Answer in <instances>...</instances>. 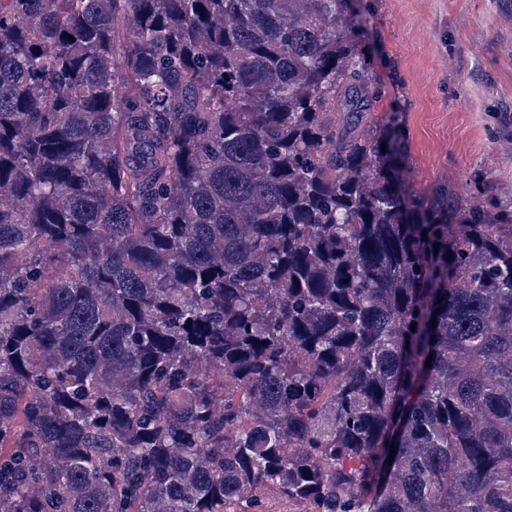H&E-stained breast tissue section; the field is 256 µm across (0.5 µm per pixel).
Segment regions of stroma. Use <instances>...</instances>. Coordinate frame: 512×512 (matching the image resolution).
Returning <instances> with one entry per match:
<instances>
[{
	"label": "stroma",
	"mask_w": 512,
	"mask_h": 512,
	"mask_svg": "<svg viewBox=\"0 0 512 512\" xmlns=\"http://www.w3.org/2000/svg\"><path fill=\"white\" fill-rule=\"evenodd\" d=\"M362 44L399 113L405 179L512 206V0H364Z\"/></svg>",
	"instance_id": "stroma-1"
}]
</instances>
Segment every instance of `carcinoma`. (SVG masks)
<instances>
[{
    "label": "carcinoma",
    "mask_w": 512,
    "mask_h": 512,
    "mask_svg": "<svg viewBox=\"0 0 512 512\" xmlns=\"http://www.w3.org/2000/svg\"><path fill=\"white\" fill-rule=\"evenodd\" d=\"M357 2L0 0V512H512V209Z\"/></svg>",
    "instance_id": "obj_1"
}]
</instances>
